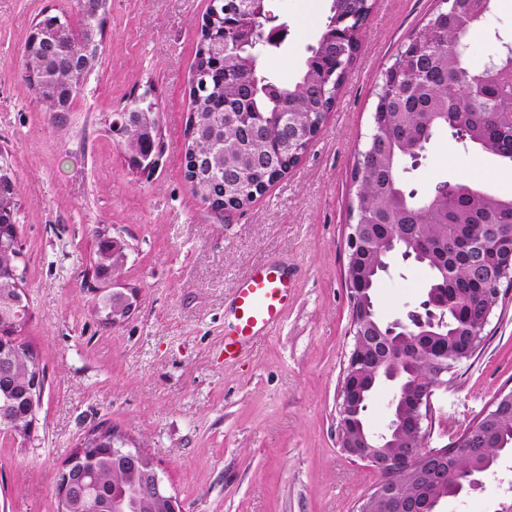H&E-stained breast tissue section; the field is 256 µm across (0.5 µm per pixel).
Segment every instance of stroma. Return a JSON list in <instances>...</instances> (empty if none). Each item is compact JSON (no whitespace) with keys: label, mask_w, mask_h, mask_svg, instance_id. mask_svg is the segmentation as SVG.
<instances>
[{"label":"stroma","mask_w":512,"mask_h":512,"mask_svg":"<svg viewBox=\"0 0 512 512\" xmlns=\"http://www.w3.org/2000/svg\"><path fill=\"white\" fill-rule=\"evenodd\" d=\"M288 20L269 74L296 73L330 0H275ZM208 0H109L101 53L59 121L19 76L42 13L74 0H0V165L18 185L17 215L31 317L27 342L46 388L25 445L0 437V512H57L55 485L75 448L112 429L149 453L184 512H355L380 480L338 440L337 390L351 345L344 284L357 147L374 89L392 56L437 0H374L361 50L335 106L298 164L247 207L217 214L184 176L189 86ZM512 38V0H498L471 40L478 68ZM152 89L161 153L153 172L129 163L110 129L115 112ZM482 182L512 195V166L440 134L408 176ZM123 239L119 279L130 318L103 327L93 304L95 231ZM286 258L297 282L281 324L237 364L224 361V318L238 279ZM424 277L395 261L375 290L391 321L416 306ZM486 339L432 398L428 447L450 446L512 389V292Z\"/></svg>","instance_id":"stroma-1"}]
</instances>
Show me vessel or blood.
Here are the masks:
<instances>
[{
  "mask_svg": "<svg viewBox=\"0 0 512 512\" xmlns=\"http://www.w3.org/2000/svg\"><path fill=\"white\" fill-rule=\"evenodd\" d=\"M294 287L287 266L278 261L255 265L241 276L231 318L224 324L225 363H235L253 342L279 326Z\"/></svg>",
  "mask_w": 512,
  "mask_h": 512,
  "instance_id": "b4317fda",
  "label": "vessel or blood"
}]
</instances>
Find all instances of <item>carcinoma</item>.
<instances>
[{"instance_id": "carcinoma-1", "label": "carcinoma", "mask_w": 512, "mask_h": 512, "mask_svg": "<svg viewBox=\"0 0 512 512\" xmlns=\"http://www.w3.org/2000/svg\"><path fill=\"white\" fill-rule=\"evenodd\" d=\"M235 0H216L207 7L211 18L209 38L225 39L231 47L222 58L195 54L191 85L208 87L189 91L190 155L207 156L212 169L190 182L193 194L211 210L240 209L252 203L299 160L319 133L349 68L361 48L372 10L370 0H331L315 44L296 76L288 82L260 67V59L280 48L279 38L268 40L249 30L251 20L239 19ZM482 0H461L450 17L443 8L433 11L416 28L382 73L375 91L372 132L352 174L354 196L350 218L364 225L362 246L345 282L364 289L361 301L374 300V289L389 272L396 257L412 261L426 275L425 296L448 297L445 321L431 333L407 337L408 353L396 367L400 423L389 431L391 438L380 452L393 454L414 443L406 422L413 415L415 389L429 384L438 364L448 373L470 360L468 349L477 334L479 319L495 311L512 289V196L496 193L490 186L471 181L433 182L425 192L403 181L405 163L424 159L436 134H463L465 142L480 152L512 164V74L487 75L461 60L458 46L471 40L475 27L470 16ZM78 19L61 14L65 26L51 28L44 13L35 22L36 34L20 58L21 77L40 99L51 118L69 111L66 74L84 58L89 32L102 31L106 11L99 13L76 0ZM17 193L0 197V225L4 240L13 238ZM18 245L0 248V326L13 330L0 337V385L9 374L11 394L0 388V408L24 390L39 365L20 332L29 312L12 303L23 287ZM124 261L112 241L97 234L93 273L104 269L118 278ZM115 303L110 296L94 304L101 324L112 328ZM388 322L380 316L364 327L368 361L358 368L368 382L373 373L393 362L388 346ZM27 424V411L17 407L10 425L0 435L22 443L18 431ZM112 430L88 438L84 454L72 457L91 476L93 489L58 503V512H118L115 502L132 475L112 457ZM512 453V400L500 403L494 413L477 421L474 431L448 449L439 461L448 472L445 482L400 474L408 495H419L423 512H438L441 502L456 498L496 470L501 457Z\"/></svg>"}]
</instances>
